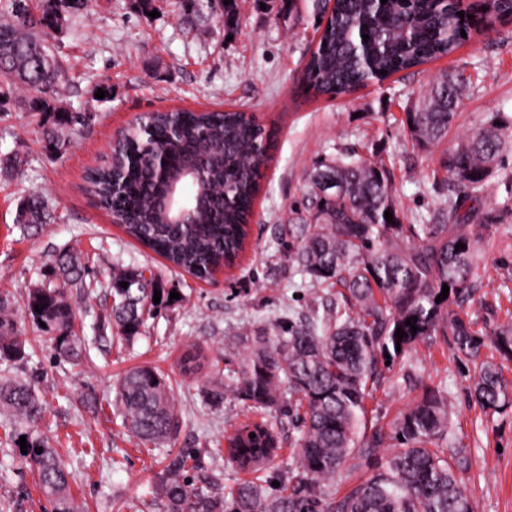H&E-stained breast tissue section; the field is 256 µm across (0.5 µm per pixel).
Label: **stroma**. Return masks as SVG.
<instances>
[{"label":"stroma","instance_id":"stroma-1","mask_svg":"<svg viewBox=\"0 0 512 512\" xmlns=\"http://www.w3.org/2000/svg\"><path fill=\"white\" fill-rule=\"evenodd\" d=\"M155 8L152 18L137 0H95L57 35L66 71L61 98L95 115L90 124L65 131L64 154L44 150L40 116L23 102L0 113V152L18 163L13 174L0 177V293L18 305L30 288L54 285V260L70 250L80 254L89 280L106 283L148 266L161 288L177 294L130 342L119 339L108 320L110 298L71 296L86 355L57 359L50 343L29 332L25 360L10 369L34 377L46 408L38 432L72 473L83 512H159L157 485L181 450L200 458L193 478L223 493L226 483L249 477L226 452L228 438L245 422L273 426L280 450L265 478L285 481L294 466L299 415L284 406L252 407L229 390L223 403L210 405L201 389L226 383L246 354L242 336L288 318L326 314L339 303L336 289L311 287L288 256L289 245L300 239L293 214L309 196L311 171L338 155L374 159L391 172L403 223L444 224L448 214L438 208L448 198L439 169L443 148H413L404 125L419 91L443 73L471 74L465 109L448 133L451 144L497 114L512 116V20L471 34L449 56L331 97L299 87L319 37L313 0H237L233 30L187 24L179 0H157ZM100 85L111 88L110 100H96ZM231 106L254 113L271 135V149L245 248L232 266L203 281L171 268L113 224L87 193L86 177L140 113ZM31 192L49 201L56 220L27 232L15 213ZM456 311L481 333L512 325V212L502 214L496 233L481 243L474 292ZM193 342L205 367L187 376L179 364ZM140 365L165 374L178 405L177 434L151 452L128 432L114 405L117 380ZM419 380L448 387L456 431L473 460L467 491L477 512H512V408L488 415L474 407L469 374L453 362L447 344L419 345L383 368L366 402L368 423L391 425L413 402ZM89 388L102 404L99 412L79 402ZM0 504L9 512H51L35 470L8 445L0 447Z\"/></svg>","mask_w":512,"mask_h":512}]
</instances>
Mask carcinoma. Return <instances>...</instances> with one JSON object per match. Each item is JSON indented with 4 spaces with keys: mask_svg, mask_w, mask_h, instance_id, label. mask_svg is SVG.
I'll return each instance as SVG.
<instances>
[{
    "mask_svg": "<svg viewBox=\"0 0 512 512\" xmlns=\"http://www.w3.org/2000/svg\"><path fill=\"white\" fill-rule=\"evenodd\" d=\"M88 0L48 4V0H0V112L17 90L27 93L33 112L52 118L42 124L44 148L66 149L60 126H84L90 112L60 99L65 79L60 54L48 42L68 17L85 10ZM185 15L225 24L236 21L235 5L224 0H184ZM456 5L435 0H336L332 18L319 36L303 70V82L318 95L350 94L373 80L414 69L452 54L470 33ZM369 39H363V35ZM387 74L382 75L380 71ZM469 77L460 73L437 79L406 113L413 145L425 148L448 136L464 106ZM151 131L136 122L111 149L110 160L88 175L89 191L125 233L173 266L208 279L236 257L247 238V224L263 178L269 141L254 116L237 110L154 112ZM512 144V117L497 114L448 147L440 169L448 181V223L401 222L392 185L383 166L368 158L331 160L314 168L306 209L313 223L291 256L311 284L348 291L347 311L310 321L281 322L272 331L251 337L252 348L234 373L232 392L258 407L276 406L283 393L297 395L303 409L296 448L297 462L274 495L262 479L238 480L211 493L185 475L190 453L174 457L159 485L163 512H476L465 475L471 469L467 447L451 422L448 389L425 386L419 399L391 424L366 431L365 401L370 396L380 358L400 356L438 336H452L451 355L472 365L470 397L484 411L512 406V381L481 349L493 346L512 360V328L497 327L483 335L455 314L451 306L468 292L477 276L478 239L493 234L497 211L508 210L486 195L491 170ZM169 148L172 178H183L196 160L207 164L196 188L203 196L191 224H171V215L155 204L166 190L145 157ZM393 214V222L384 212ZM54 211L35 195L23 197L16 222L26 229L49 224ZM462 243L465 248L457 251ZM61 283L29 290L23 306L39 336H46L60 357L74 360L83 352L73 333L75 312L67 292L86 298L97 284L85 279L78 257L56 258ZM128 283L123 288L120 283ZM447 298L436 301L443 286ZM155 276L131 270L112 278L110 318L125 338L139 334L147 318L168 303L161 293L153 302ZM41 305L38 312L35 305ZM9 299H0V364L25 359V331L9 314ZM415 317L417 332L405 325ZM45 326H40V323ZM405 332L402 341L396 329ZM401 350H396V346ZM200 350L192 344L183 356L184 374L201 371ZM115 402L129 430L144 446L155 448L175 434L177 418L172 386L150 366L126 371L115 388ZM13 418L12 443L26 436L25 462L36 468L52 512H81L70 487L71 476L56 451L34 434L42 419V401L28 382L0 376V414ZM40 451H35V448ZM278 450L273 429L246 422L229 439L230 460L241 470L259 472ZM349 488L339 500L331 488L341 479Z\"/></svg>",
    "mask_w": 512,
    "mask_h": 512,
    "instance_id": "obj_1",
    "label": "carcinoma"
}]
</instances>
